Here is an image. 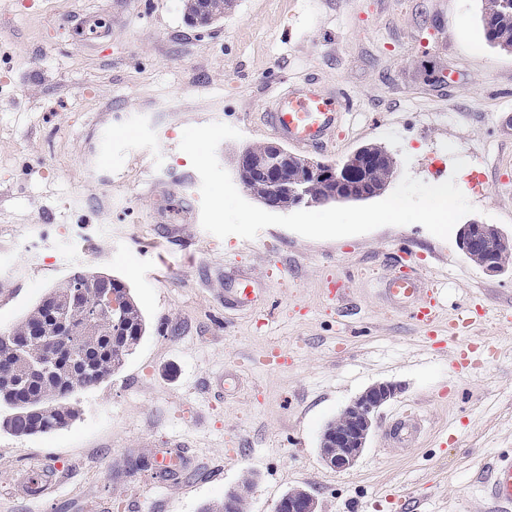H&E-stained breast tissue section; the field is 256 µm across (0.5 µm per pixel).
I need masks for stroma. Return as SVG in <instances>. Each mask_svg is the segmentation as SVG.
I'll return each mask as SVG.
<instances>
[{
    "instance_id": "stroma-1",
    "label": "stroma",
    "mask_w": 512,
    "mask_h": 512,
    "mask_svg": "<svg viewBox=\"0 0 512 512\" xmlns=\"http://www.w3.org/2000/svg\"><path fill=\"white\" fill-rule=\"evenodd\" d=\"M482 0H233L200 29L181 0H0V332L77 264L121 279L148 329L122 369L77 390L79 418L48 434L0 430V512H201L251 478L249 512L293 488L319 512H482L497 455L512 452V269L489 274L422 225L312 240L280 226L217 238L173 227L199 186L180 150L191 125L222 122L220 164L276 142L259 115L274 89L311 77L349 98L340 163L368 143L409 158L429 184L421 137L449 157L482 152L490 198L474 221L512 234V52L491 47ZM112 136L102 156L101 133ZM441 287L438 326L480 302L467 331L494 337L477 370L428 339L382 296L400 248ZM248 277L265 324L225 307L230 273ZM238 388L216 398L219 374ZM393 383L357 464L319 455L328 421L372 385ZM424 423L408 452L383 441L404 412ZM145 464L132 468L135 459ZM55 489L24 490L33 469Z\"/></svg>"
}]
</instances>
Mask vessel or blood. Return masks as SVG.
Segmentation results:
<instances>
[{
  "mask_svg": "<svg viewBox=\"0 0 512 512\" xmlns=\"http://www.w3.org/2000/svg\"><path fill=\"white\" fill-rule=\"evenodd\" d=\"M344 112L336 94L309 82L277 91L267 122L294 151L324 152L332 145ZM384 293L394 304L407 310L418 325L436 332L439 305L434 288L424 285L412 253L401 252L394 271L384 283ZM420 429L419 419L408 416L393 421L385 434L390 442L404 448ZM484 494L494 512H512V455L498 458Z\"/></svg>",
  "mask_w": 512,
  "mask_h": 512,
  "instance_id": "b4317fda",
  "label": "vessel or blood"
}]
</instances>
